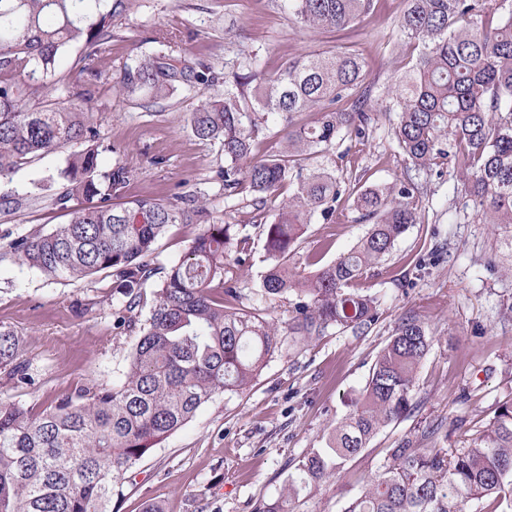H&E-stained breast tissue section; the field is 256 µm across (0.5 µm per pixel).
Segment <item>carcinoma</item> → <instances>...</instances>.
I'll return each instance as SVG.
<instances>
[{"instance_id":"carcinoma-1","label":"carcinoma","mask_w":512,"mask_h":512,"mask_svg":"<svg viewBox=\"0 0 512 512\" xmlns=\"http://www.w3.org/2000/svg\"><path fill=\"white\" fill-rule=\"evenodd\" d=\"M279 2L303 28L345 30L373 13L377 0ZM126 10L127 0H0V180L67 144L83 145L48 177L58 186L52 204L67 222L0 242V262L72 281L106 271L113 294L123 297L118 325L140 332L119 384L88 382L40 410L0 404V512H112L124 474L214 396L249 388L283 332L302 339L333 328L368 334L381 303L360 285L408 226L421 223V185L412 175L371 186L339 175L336 157L348 152L337 156L335 147L365 142L376 122L362 54L349 46L308 53L269 73L253 51L224 70L223 94L204 97L188 115L196 138L223 147L224 197L247 191L260 212L288 189L259 224L270 260L261 295H292V315L279 322L263 309L242 308L244 295L229 273L249 237L198 198L126 199L133 165L101 161L113 148L99 141L87 83L100 76L97 60ZM397 45L415 59L387 91L397 115L392 141L414 171L446 163L467 177L463 209L496 226L511 262L512 0H408L384 43ZM192 72L186 59L143 55L124 65L114 88L167 98ZM61 88L70 93L67 105L36 107ZM302 112L314 120L288 129L279 153L255 155L260 133ZM314 157L327 164H306ZM344 198L369 222L366 234L325 265L330 242H323L305 258L318 269L302 275L289 266L300 238L317 218L336 223ZM172 224L201 229L178 262L154 267L148 258ZM158 274L142 321V289ZM432 346L420 315L406 311L325 447L299 461L277 499L256 512H296L302 496L334 479L380 431L411 417L417 374ZM2 368L30 382L17 334L5 325ZM437 430L420 424L386 449L343 512H467L473 501L490 503L487 512H512V400L498 402L466 448L429 447Z\"/></svg>"}]
</instances>
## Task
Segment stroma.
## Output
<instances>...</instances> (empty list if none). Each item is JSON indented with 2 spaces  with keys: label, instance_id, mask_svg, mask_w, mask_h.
<instances>
[{
  "label": "stroma",
  "instance_id": "stroma-1",
  "mask_svg": "<svg viewBox=\"0 0 512 512\" xmlns=\"http://www.w3.org/2000/svg\"><path fill=\"white\" fill-rule=\"evenodd\" d=\"M406 7L407 0H379L359 28L339 32L301 28L276 0H130L115 20L102 54L106 76L91 83L99 138L127 154L136 167L128 198L203 197L214 215L244 227L251 253L235 274L245 308H260L285 321L292 301L261 298L269 260L258 213L250 194L225 199L218 176L224 154L219 143L193 135L189 112L201 95L223 93L225 65L251 51L259 53L267 70L277 71L302 54L354 46L366 61L372 100L384 99L405 58L398 51L381 52L378 39L394 28ZM163 26L178 31L169 54L203 64L215 82L194 79L157 101L114 93L112 81L125 62L159 51L153 36ZM395 120V113L379 111L368 143L353 146L344 162L345 179L361 176L376 184L402 177L407 160L389 135ZM417 181L425 188L421 223L409 225L378 275L363 284L383 301L377 327L362 336L332 329L305 343L285 336L246 391L215 396L126 473L120 494L112 498V512H144L150 502L164 512H255L259 502L277 498L294 465L310 449L322 447L323 434L348 413L350 398L364 386L398 317L409 309L436 336L418 373L417 411L375 436L362 457L320 486L299 512H343L347 492L358 488L385 449L415 423L440 426L435 447L469 446L496 404L512 398V312L507 309L512 271L486 267L496 250L493 225L449 211L461 177L422 172ZM64 221L47 197L0 206V238L46 231ZM367 228L360 211L343 203L335 223L309 225L296 258L304 260L328 238L332 244L323 260L334 261ZM439 248L446 250L445 259L415 269L416 258ZM117 304L108 273L76 283L0 263V323L18 334L33 377L31 385L21 387L0 369V402L43 408L91 380L104 386L120 383L137 335L117 325Z\"/></svg>",
  "mask_w": 512,
  "mask_h": 512
}]
</instances>
